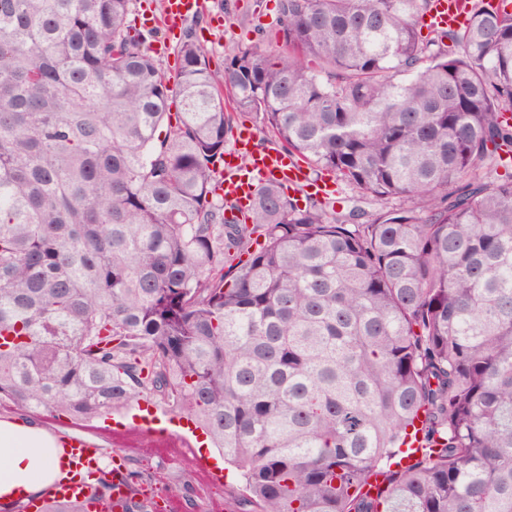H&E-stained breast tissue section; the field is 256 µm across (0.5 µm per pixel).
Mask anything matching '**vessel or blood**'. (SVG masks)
<instances>
[{
    "instance_id": "1",
    "label": "vessel or blood",
    "mask_w": 512,
    "mask_h": 512,
    "mask_svg": "<svg viewBox=\"0 0 512 512\" xmlns=\"http://www.w3.org/2000/svg\"><path fill=\"white\" fill-rule=\"evenodd\" d=\"M206 10V0H164L161 13H149L144 16L143 22L161 29L164 37L171 39L180 34L184 21ZM466 18L465 0H433L425 22L436 29H448L460 27ZM253 138V131H240L235 148L226 152L224 165L217 176V194L235 200L239 205H247L252 201L255 183L268 179L288 186L308 188L311 194L319 197L335 196L336 191L331 184L310 181L305 166L286 151L252 148ZM65 445L75 470H97L96 451L86 436H73L66 440ZM124 477L125 471L120 459H113L112 512H123L126 491Z\"/></svg>"
}]
</instances>
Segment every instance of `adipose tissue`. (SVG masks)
I'll list each match as a JSON object with an SVG mask.
<instances>
[{"label":"adipose tissue","mask_w":512,"mask_h":512,"mask_svg":"<svg viewBox=\"0 0 512 512\" xmlns=\"http://www.w3.org/2000/svg\"><path fill=\"white\" fill-rule=\"evenodd\" d=\"M71 476L72 466L54 435L18 420H0V504L41 497Z\"/></svg>","instance_id":"ef3b65f1"}]
</instances>
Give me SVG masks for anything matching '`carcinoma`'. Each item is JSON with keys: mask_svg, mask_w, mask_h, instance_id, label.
<instances>
[{"mask_svg": "<svg viewBox=\"0 0 512 512\" xmlns=\"http://www.w3.org/2000/svg\"><path fill=\"white\" fill-rule=\"evenodd\" d=\"M429 2L279 0L280 48L213 70L189 31L171 80L133 0H0V404L149 388L238 471L228 512H512V175L476 177L512 166V11L424 37ZM238 113L352 205L264 182L240 221Z\"/></svg>", "mask_w": 512, "mask_h": 512, "instance_id": "carcinoma-1", "label": "carcinoma"}]
</instances>
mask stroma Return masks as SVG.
I'll list each match as a JSON object with an SVG mask.
<instances>
[{
  "label": "stroma",
  "mask_w": 512,
  "mask_h": 512,
  "mask_svg": "<svg viewBox=\"0 0 512 512\" xmlns=\"http://www.w3.org/2000/svg\"><path fill=\"white\" fill-rule=\"evenodd\" d=\"M279 0H208V9L222 13L224 25L216 29L209 20H202L197 36L209 53L212 67H223L225 59L241 45L267 48L278 24ZM140 407H152L157 412L159 426L173 427L176 434L188 438L200 457L222 470V483H204L195 460L180 454L176 444H160L152 440L126 441L114 439L108 422L95 420L79 423L67 417H54L46 413L22 411L12 406H0V419L19 418L49 430L56 437L83 432L97 444L105 458L124 457L130 471H147L153 476L151 483L142 485V493L161 497L173 496L181 512H215L225 506L229 492L235 484V470L225 465L218 449L204 446L201 430L189 422L186 415L171 411L160 395L144 391L138 401Z\"/></svg>",
  "instance_id": "35a3bbf8"
}]
</instances>
